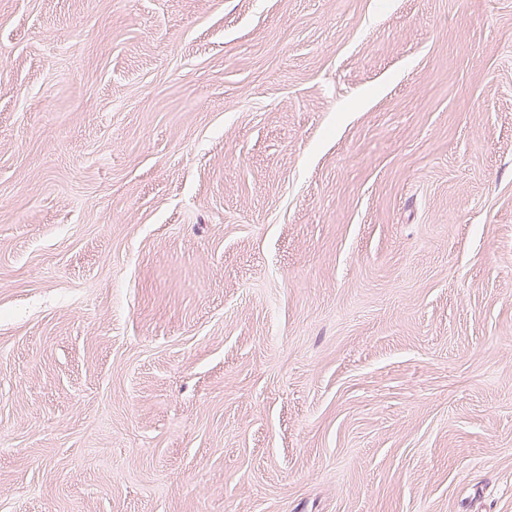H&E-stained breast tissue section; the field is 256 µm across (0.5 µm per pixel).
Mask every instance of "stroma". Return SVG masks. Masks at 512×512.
Segmentation results:
<instances>
[{
  "mask_svg": "<svg viewBox=\"0 0 512 512\" xmlns=\"http://www.w3.org/2000/svg\"><path fill=\"white\" fill-rule=\"evenodd\" d=\"M0 512H512V0H0Z\"/></svg>",
  "mask_w": 512,
  "mask_h": 512,
  "instance_id": "1",
  "label": "stroma"
}]
</instances>
